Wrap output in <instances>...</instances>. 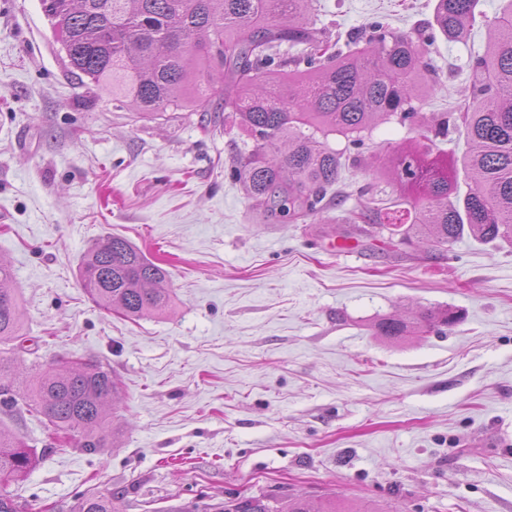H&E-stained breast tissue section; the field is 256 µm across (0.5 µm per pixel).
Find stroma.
Returning a JSON list of instances; mask_svg holds the SVG:
<instances>
[{"label":"stroma","mask_w":512,"mask_h":512,"mask_svg":"<svg viewBox=\"0 0 512 512\" xmlns=\"http://www.w3.org/2000/svg\"><path fill=\"white\" fill-rule=\"evenodd\" d=\"M434 5L315 0L312 18L335 39L377 16L410 30ZM486 43L482 27L437 38L423 113L462 105ZM240 144L195 114L140 118L82 83L40 0H0V257L24 319L12 356L28 374L59 355L111 370L122 396L107 420L123 428L88 453L55 445L38 414L5 418L42 453L9 493L29 512H76L87 493L173 512L263 491L512 512V245L345 239L371 180L350 167L322 216L267 221L224 174ZM106 234L168 270L169 311L133 321L88 299L79 260ZM445 306L459 320L440 334L373 328Z\"/></svg>","instance_id":"obj_1"}]
</instances>
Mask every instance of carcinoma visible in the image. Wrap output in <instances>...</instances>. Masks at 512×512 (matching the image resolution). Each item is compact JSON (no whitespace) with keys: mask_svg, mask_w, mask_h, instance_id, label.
I'll return each mask as SVG.
<instances>
[{"mask_svg":"<svg viewBox=\"0 0 512 512\" xmlns=\"http://www.w3.org/2000/svg\"><path fill=\"white\" fill-rule=\"evenodd\" d=\"M73 68L112 91L144 118L167 112H225L245 137L225 173L267 217H317L342 162L355 166L370 149L379 121L413 134L414 145L393 151L386 170L397 198L378 186L358 190L357 232H388L402 244L423 241L446 249L467 235L512 243V0L486 23L483 54L466 62L471 80L465 106L430 116L418 111L424 73L437 77L430 52L434 32L401 31L372 20L344 45L313 26V0H41ZM478 0H437L434 26L450 41L475 28ZM466 137L462 156L471 183L453 199L448 162L432 158L436 142ZM344 140L340 149L332 140ZM78 273L99 307L136 320L164 313L172 302L168 271L127 239L111 234L82 255ZM21 294L8 261L0 259V346L23 335ZM458 320L432 307L408 322L386 316L376 334L397 339L440 333ZM121 393L98 364L82 368L55 359L26 381L23 393L0 385V413L42 416L63 438L97 451L110 445L105 409ZM35 449L0 423V483L25 478ZM119 497L85 495L78 512H121ZM216 512H378L333 496H238Z\"/></svg>","mask_w":512,"mask_h":512,"instance_id":"cac0c4a2","label":"carcinoma"}]
</instances>
